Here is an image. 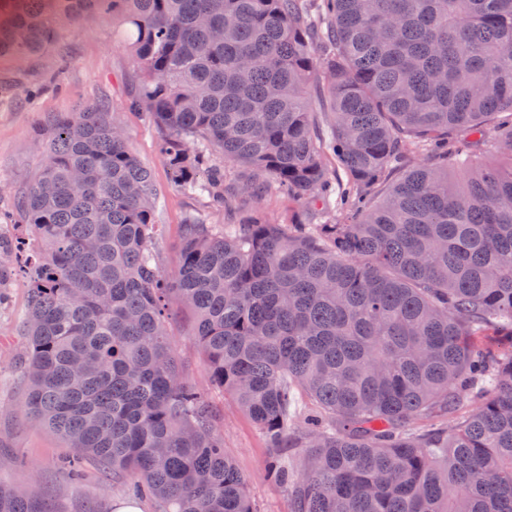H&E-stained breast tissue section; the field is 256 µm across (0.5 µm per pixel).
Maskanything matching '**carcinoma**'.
Masks as SVG:
<instances>
[{
    "instance_id": "1",
    "label": "carcinoma",
    "mask_w": 512,
    "mask_h": 512,
    "mask_svg": "<svg viewBox=\"0 0 512 512\" xmlns=\"http://www.w3.org/2000/svg\"><path fill=\"white\" fill-rule=\"evenodd\" d=\"M93 14L125 34L175 185L222 203L243 164L237 194L321 222L192 220L167 275L150 171L107 106L55 120L21 202L27 411L166 512H255L168 344L173 294L292 512H512V347L479 341L512 338V0H18L0 58ZM0 512L49 510L0 489Z\"/></svg>"
}]
</instances>
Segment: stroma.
<instances>
[{
	"instance_id": "stroma-1",
	"label": "stroma",
	"mask_w": 512,
	"mask_h": 512,
	"mask_svg": "<svg viewBox=\"0 0 512 512\" xmlns=\"http://www.w3.org/2000/svg\"><path fill=\"white\" fill-rule=\"evenodd\" d=\"M62 58L69 61L63 71L57 68ZM138 83L132 53L111 21L97 17L60 28L33 68L25 70L14 59L0 58V235L21 233L18 202L46 158L39 131L56 117L100 102L108 106L112 122L127 132L131 149L153 175L156 252L163 271L176 269L183 226L194 215L224 225L260 211L273 224L311 223L305 204L275 193L236 198L224 211L184 194L172 183L159 149L162 127L130 106ZM29 299L30 280L23 273L0 285V486L42 502L50 512H116L130 496L127 476L112 475L90 459L71 471L67 460L72 449L25 411L22 333ZM167 312L169 341L182 377L215 414L224 448L247 479L258 512H292L287 487L266 476L270 450L263 433L211 383L192 314L174 296L167 301Z\"/></svg>"
}]
</instances>
